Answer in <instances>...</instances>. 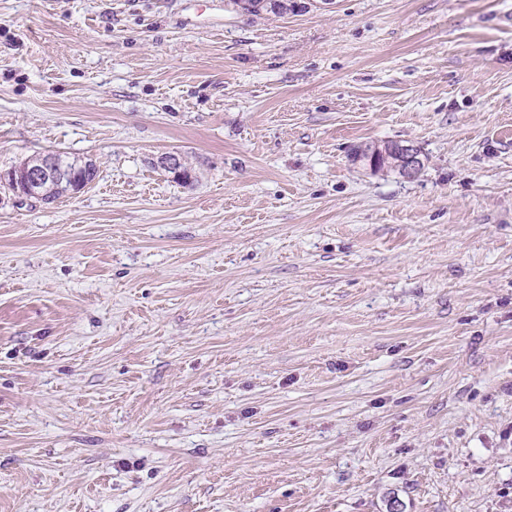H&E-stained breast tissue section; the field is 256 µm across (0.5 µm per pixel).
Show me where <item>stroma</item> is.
I'll use <instances>...</instances> for the list:
<instances>
[{"label":"stroma","instance_id":"stroma-1","mask_svg":"<svg viewBox=\"0 0 512 512\" xmlns=\"http://www.w3.org/2000/svg\"><path fill=\"white\" fill-rule=\"evenodd\" d=\"M304 2L0 0V512H512V0ZM376 147L372 148L371 145H359L352 149L351 158L367 156L357 160L364 162L370 169H377L379 160L382 165H390L396 169L402 177L407 179L414 178L420 171L423 165L421 152L413 144L407 142H388L385 143L383 148H378L373 154ZM59 158L53 153L29 158L19 167L1 172L0 181L9 185L16 197L40 200L48 185L58 181L63 173ZM63 161L66 163V167L71 169L74 175V181L77 185L83 184L85 187H87L96 180L98 176V169L96 164H93V169H84L80 167L84 161L82 159H63ZM77 185H75L73 181H71V183L68 186L73 187V193H78L80 188H78Z\"/></svg>","mask_w":512,"mask_h":512}]
</instances>
